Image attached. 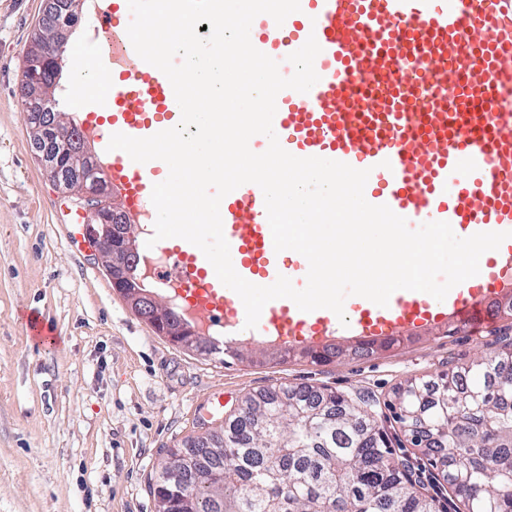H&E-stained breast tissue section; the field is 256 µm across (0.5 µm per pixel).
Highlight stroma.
Instances as JSON below:
<instances>
[{
    "instance_id": "1",
    "label": "stroma",
    "mask_w": 512,
    "mask_h": 512,
    "mask_svg": "<svg viewBox=\"0 0 512 512\" xmlns=\"http://www.w3.org/2000/svg\"><path fill=\"white\" fill-rule=\"evenodd\" d=\"M43 9L0 0V512H158L149 482L166 450L224 425L247 394L281 384L368 393L390 418L400 384L512 341V318L497 316L327 364L270 361L256 336L233 357L172 346L114 291L99 249L71 240L80 209L31 145L19 86ZM31 312L57 343L27 335Z\"/></svg>"
}]
</instances>
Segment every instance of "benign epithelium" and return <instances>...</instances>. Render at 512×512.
Listing matches in <instances>:
<instances>
[{
  "label": "benign epithelium",
  "instance_id": "1",
  "mask_svg": "<svg viewBox=\"0 0 512 512\" xmlns=\"http://www.w3.org/2000/svg\"><path fill=\"white\" fill-rule=\"evenodd\" d=\"M83 0H45L43 30L49 32L43 43L27 49L23 59L21 107L27 117L31 136L39 159L48 172L58 193L71 197L87 213L84 234L96 244L104 257L112 288L134 312L144 316L157 333L168 338L176 347L187 351L205 350L202 328L169 306H160L145 291V276L131 232V221L116 205L102 207L101 202L112 196L111 179L97 163L89 137L74 122H68V132L58 131L61 113L54 111L53 90H41L51 74L62 69L69 36L78 20ZM75 154L87 160L94 175L90 183L76 181L70 175L71 157ZM224 444V429L174 449L171 464L163 479V491L171 497L168 506L175 512H196L194 487L219 478L216 473L198 469L197 462L207 448Z\"/></svg>",
  "mask_w": 512,
  "mask_h": 512
}]
</instances>
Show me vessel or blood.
<instances>
[{
    "label": "vessel or blood",
    "mask_w": 512,
    "mask_h": 512,
    "mask_svg": "<svg viewBox=\"0 0 512 512\" xmlns=\"http://www.w3.org/2000/svg\"><path fill=\"white\" fill-rule=\"evenodd\" d=\"M300 11L276 24L257 16L253 46L291 76L289 54L308 37L321 48L318 82L308 93L285 89L276 97L273 130L299 158L320 157L369 170L364 197L388 206L408 223L448 222L471 236L506 238L465 287L444 301L398 290L388 306L371 301L347 310L339 322L330 310L302 312L286 298L264 307L256 332L296 342L336 334L355 339L409 336L448 321L479 328L489 318L488 295L511 287L512 270V0H300ZM127 0H111L100 13L112 35L96 66L111 74L106 93L84 119L97 132L98 112L113 132L143 138L177 125L181 110L168 78L144 62L127 35ZM112 188L128 213L155 216L151 192L163 161L137 163L123 151H102ZM223 233L235 271L247 281L273 284L278 276L305 280L308 263L280 262L263 192L253 183L224 198ZM167 278L186 296L196 318H220L224 333L244 332L240 297L218 279L193 244L178 240Z\"/></svg>",
    "instance_id": "b4317fda"
}]
</instances>
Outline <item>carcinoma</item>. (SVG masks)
Segmentation results:
<instances>
[{
  "instance_id": "obj_1",
  "label": "carcinoma",
  "mask_w": 512,
  "mask_h": 512,
  "mask_svg": "<svg viewBox=\"0 0 512 512\" xmlns=\"http://www.w3.org/2000/svg\"><path fill=\"white\" fill-rule=\"evenodd\" d=\"M512 342L436 379H414L401 391L397 423L414 435L429 416L443 447L434 459L444 484L429 493L427 476L393 442L376 417L374 403L329 389L290 387L249 394L250 413L224 426V447L207 451L205 469L224 483L195 492L199 512H327L350 502L355 512H512ZM331 402L334 412L314 425L310 417ZM248 436L241 438L243 429ZM288 449L285 476L272 481L266 458ZM477 488L474 496L462 492Z\"/></svg>"
}]
</instances>
